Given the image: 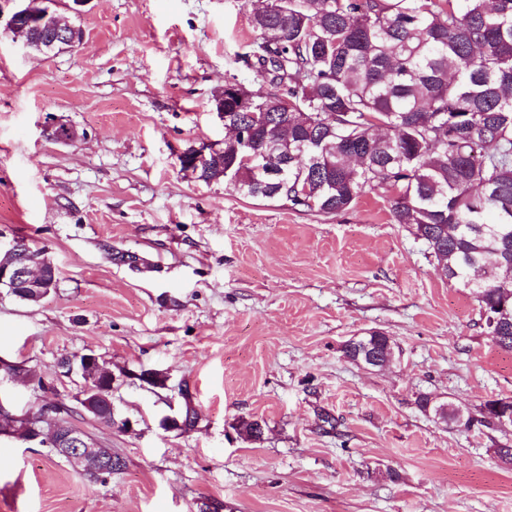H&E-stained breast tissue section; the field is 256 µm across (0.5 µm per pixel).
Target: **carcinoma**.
I'll use <instances>...</instances> for the list:
<instances>
[{"mask_svg":"<svg viewBox=\"0 0 512 512\" xmlns=\"http://www.w3.org/2000/svg\"><path fill=\"white\" fill-rule=\"evenodd\" d=\"M252 26V66L271 79L246 90L266 121H246L225 84L224 155L196 180L319 214L384 190L449 282L506 308L492 341L512 351V0H268ZM343 353L384 343L368 333ZM497 404L512 408L488 401L464 424L496 425Z\"/></svg>","mask_w":512,"mask_h":512,"instance_id":"obj_1","label":"carcinoma"}]
</instances>
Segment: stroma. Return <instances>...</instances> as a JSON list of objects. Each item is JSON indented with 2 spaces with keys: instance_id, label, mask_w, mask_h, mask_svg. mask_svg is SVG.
Returning <instances> with one entry per match:
<instances>
[{
  "instance_id": "1",
  "label": "stroma",
  "mask_w": 512,
  "mask_h": 512,
  "mask_svg": "<svg viewBox=\"0 0 512 512\" xmlns=\"http://www.w3.org/2000/svg\"><path fill=\"white\" fill-rule=\"evenodd\" d=\"M43 3L82 40L40 54L0 30V242L46 249L57 286L37 304L0 288V358L34 378L0 375V403H66L124 467L94 483L1 439L0 512H198L208 499L222 512H512V466L494 454L512 429L416 404L428 393L474 414L512 399V352L383 191L305 213L180 170L188 148L224 142L214 95L255 78L251 0ZM51 119L77 139L53 140ZM373 330L396 345L387 367L342 352ZM77 353L111 368L115 425L78 408L85 382L57 366ZM182 385L198 413L188 433L161 426ZM243 419L263 421L260 439L237 434Z\"/></svg>"
}]
</instances>
